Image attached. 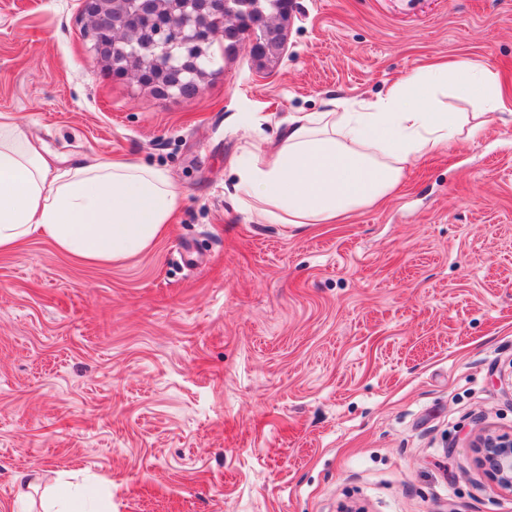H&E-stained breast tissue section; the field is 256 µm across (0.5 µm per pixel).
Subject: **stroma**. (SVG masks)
Masks as SVG:
<instances>
[{
	"label": "stroma",
	"mask_w": 512,
	"mask_h": 512,
	"mask_svg": "<svg viewBox=\"0 0 512 512\" xmlns=\"http://www.w3.org/2000/svg\"><path fill=\"white\" fill-rule=\"evenodd\" d=\"M278 64L211 51L192 100L94 58L80 0H0V113L62 163L168 170V232L89 265L0 252V512L37 472L94 512H512L471 446L512 434V120L411 161L335 224H257L229 162L428 59L512 86V0H296Z\"/></svg>",
	"instance_id": "35a3bbf8"
}]
</instances>
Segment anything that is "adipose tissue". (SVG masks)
I'll return each instance as SVG.
<instances>
[{
  "label": "adipose tissue",
  "instance_id": "obj_1",
  "mask_svg": "<svg viewBox=\"0 0 512 512\" xmlns=\"http://www.w3.org/2000/svg\"><path fill=\"white\" fill-rule=\"evenodd\" d=\"M454 88L475 112L436 100ZM512 94L473 58L418 67L384 94L298 112L274 147L251 142L230 162L238 200L262 224H333L400 186L417 158L474 139ZM179 193L165 169L115 158L59 165L16 116L0 113V251L33 235L89 263H119L167 232Z\"/></svg>",
  "mask_w": 512,
  "mask_h": 512
}]
</instances>
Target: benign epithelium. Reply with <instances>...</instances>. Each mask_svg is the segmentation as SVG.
I'll use <instances>...</instances> for the list:
<instances>
[{
    "instance_id": "7a95c632",
    "label": "benign epithelium",
    "mask_w": 512,
    "mask_h": 512,
    "mask_svg": "<svg viewBox=\"0 0 512 512\" xmlns=\"http://www.w3.org/2000/svg\"><path fill=\"white\" fill-rule=\"evenodd\" d=\"M135 12L133 25L112 21V0H82L88 18L85 30L98 62L120 76H132L160 100L183 96L187 84L202 92L205 70L201 46L214 37V29H236L237 12L228 0H172L167 14L155 10V0H123ZM295 0H287L281 12L271 16L267 36L287 33ZM254 58L278 60L280 50L259 38L249 40ZM480 463L501 488L512 491V435L485 433L475 440Z\"/></svg>"
}]
</instances>
